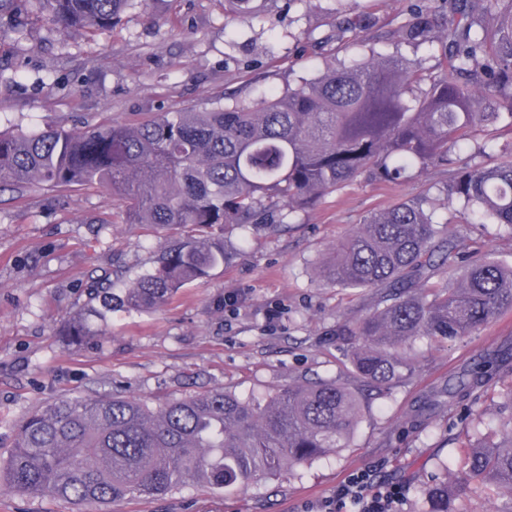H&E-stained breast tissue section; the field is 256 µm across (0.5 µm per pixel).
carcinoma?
<instances>
[{
  "label": "carcinoma",
  "mask_w": 512,
  "mask_h": 512,
  "mask_svg": "<svg viewBox=\"0 0 512 512\" xmlns=\"http://www.w3.org/2000/svg\"><path fill=\"white\" fill-rule=\"evenodd\" d=\"M128 2L41 0L55 25L76 34L111 27ZM279 2L224 0V11L244 20ZM376 25L366 15L336 29L357 40ZM399 33L438 53L429 75L420 60L372 51L250 104L216 101L85 131H0V187L102 188L124 202V223L176 231L157 267L120 298L130 309L158 307L226 262L215 229L266 224L274 208L306 209L362 174L394 183L438 168L467 223L512 232V144L457 157L488 127L512 130V0H420ZM452 267L454 281L432 282ZM326 279L382 290L370 315L331 332L351 350L356 379L378 390L413 375L405 349L418 337L456 341L512 310V263L463 250L420 200L356 225ZM496 362L479 356L448 395L487 381ZM362 411L357 388L335 379L290 385L263 404L222 390L156 410L122 397H62L21 422L0 483L73 504L162 496L190 481L222 490L348 447ZM464 480L512 495V419L499 442L471 448ZM428 495L431 512H449V487Z\"/></svg>",
  "instance_id": "obj_1"
}]
</instances>
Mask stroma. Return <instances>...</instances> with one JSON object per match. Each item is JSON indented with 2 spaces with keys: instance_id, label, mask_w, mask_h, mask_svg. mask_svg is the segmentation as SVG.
I'll use <instances>...</instances> for the list:
<instances>
[{
  "instance_id": "obj_1",
  "label": "stroma",
  "mask_w": 512,
  "mask_h": 512,
  "mask_svg": "<svg viewBox=\"0 0 512 512\" xmlns=\"http://www.w3.org/2000/svg\"><path fill=\"white\" fill-rule=\"evenodd\" d=\"M340 11L369 12L379 23L361 42L340 40ZM407 14V0H295L243 23L225 14L224 0H136L115 26L69 37L40 0H11L0 12V129L135 122L229 96L249 103L315 78L327 61L372 50L432 67L425 48L399 37ZM447 180L433 168L398 183L361 176L274 225L227 227L234 257L207 279L159 307L111 311L97 282L108 278L123 295L156 267L174 233L122 223V201L102 189L0 192V457L29 413L65 396L133 397L156 409L213 389L262 402L291 384L351 382L345 346L327 336L337 322L371 313L380 294L332 286L321 272L368 214L420 199L449 236L512 259V233L462 224ZM78 316L87 334L72 343L63 331ZM504 346H512L510 312L457 342L420 337L414 375L365 401L349 447L225 491L189 482L161 497L112 502L107 512H324L361 471L378 486L403 485L398 512H429L428 490L467 470L469 445L499 438L512 362L476 406L442 390L478 354ZM511 506L512 497L479 482L451 497L453 512ZM0 512L95 510L0 484Z\"/></svg>"
}]
</instances>
